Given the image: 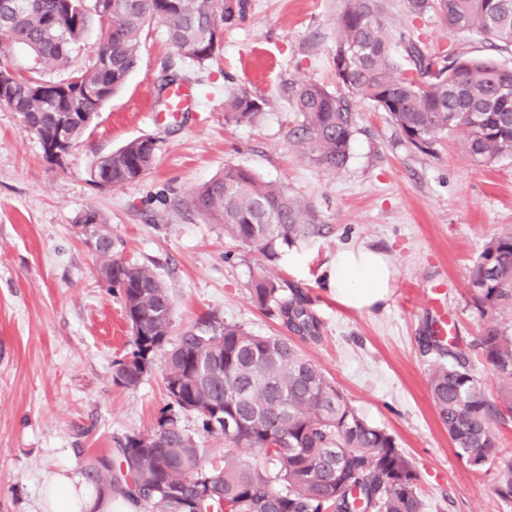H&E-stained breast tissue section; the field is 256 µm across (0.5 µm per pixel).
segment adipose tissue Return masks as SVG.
Wrapping results in <instances>:
<instances>
[{
    "mask_svg": "<svg viewBox=\"0 0 512 512\" xmlns=\"http://www.w3.org/2000/svg\"><path fill=\"white\" fill-rule=\"evenodd\" d=\"M396 270L390 257L358 246L336 252L330 263L329 288L337 303L353 310L386 308L393 294ZM116 501L88 486L78 473L54 479L43 501V512H115Z\"/></svg>",
    "mask_w": 512,
    "mask_h": 512,
    "instance_id": "adipose-tissue-1",
    "label": "adipose tissue"
}]
</instances>
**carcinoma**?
<instances>
[{
	"label": "carcinoma",
	"mask_w": 512,
	"mask_h": 512,
	"mask_svg": "<svg viewBox=\"0 0 512 512\" xmlns=\"http://www.w3.org/2000/svg\"><path fill=\"white\" fill-rule=\"evenodd\" d=\"M246 0H17L0 13V94L40 142L64 134L75 145L86 133L74 112H97L139 68L146 26L160 21L167 41L202 65L222 49L223 28L243 13ZM411 15L441 16L459 31L485 36L495 47H512V0H406ZM109 38L95 59L68 77L50 81L47 71H67L92 18ZM332 56L345 94L317 82L296 90L301 123L294 134L314 163L341 171L357 132L356 103L371 102L401 135L427 150L450 133H461L464 153L477 165L512 154V68L429 48L404 38L389 21L386 0H343L336 18ZM401 44L407 68L397 64ZM33 54L30 75L18 77L3 63L11 49ZM261 100L241 92L224 103L227 123L250 122ZM153 139L138 138L97 157L92 182L124 186L151 169ZM190 206L224 235L248 244L267 261L300 240L327 229L310 205L251 171L226 166L199 187ZM80 224H96L104 242L100 272L119 290L132 333V350L115 363L114 381L137 387L164 357L168 403L152 427L119 441L115 458L97 457L85 479L99 493L130 498L140 512H423L418 473L389 431L368 423L347 397L286 336H262L236 323L208 320L171 339L174 306L169 287L150 270L112 257V237L98 211ZM473 307L483 319L479 335L461 345L424 336L437 361L429 392L438 419L459 457L480 470L494 459L493 423L512 419V229L488 241L469 275ZM250 295L302 340H315L320 323L298 291L285 293L262 268ZM480 354L497 380L490 395L472 366ZM191 413L200 430L224 437V464L203 465L197 437L181 424ZM257 451L263 463L241 459L235 448ZM494 494L512 502V462L499 471Z\"/></svg>",
	"instance_id": "carcinoma-1"
}]
</instances>
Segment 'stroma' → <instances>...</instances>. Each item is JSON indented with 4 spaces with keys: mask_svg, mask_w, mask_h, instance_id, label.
Wrapping results in <instances>:
<instances>
[{
    "mask_svg": "<svg viewBox=\"0 0 512 512\" xmlns=\"http://www.w3.org/2000/svg\"><path fill=\"white\" fill-rule=\"evenodd\" d=\"M341 9V0H248L245 14L225 25L220 53L201 66L180 58L153 22L139 69L59 163L46 160L19 115L0 105V512H41L53 476L112 455L119 439L148 430L166 403L162 357L137 388L113 380L114 362L132 349L131 332L79 232L84 211L107 219L114 258L148 268L169 287L174 333L215 318L256 335H287L250 296L264 257L189 205L191 193L228 165L285 186L326 225L325 234L282 252L271 271L284 288L306 294L321 322L319 338L299 348L367 421L396 437L419 474L425 512H512L493 492L499 466L512 461V420L494 426V462L472 469L436 416L432 358L420 342L437 300L463 340L479 331L469 273L484 243L512 226V155L475 165L455 134L421 152L363 102L347 166L332 172L311 163L293 135L295 91L317 81L342 93L331 68ZM387 9L394 26L426 45L512 67V52L492 50L434 14L413 17L404 0H389ZM170 61L198 95L177 116L155 99ZM242 91L261 100L260 114L225 123V99ZM142 136L156 143L143 178L121 187L92 182L96 156ZM360 244L395 263L386 309L349 310L331 295L332 255Z\"/></svg>",
    "mask_w": 512,
    "mask_h": 512,
    "instance_id": "1",
    "label": "stroma"
}]
</instances>
